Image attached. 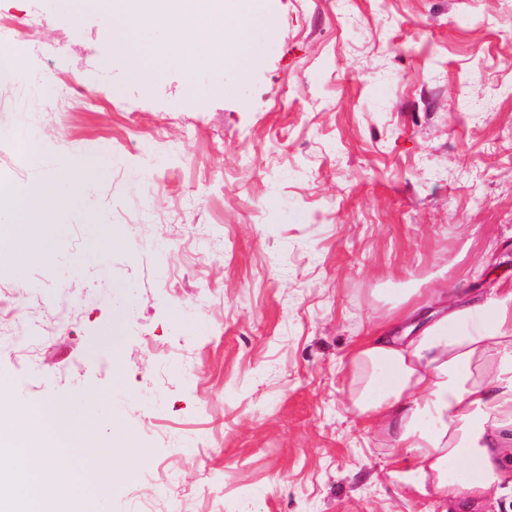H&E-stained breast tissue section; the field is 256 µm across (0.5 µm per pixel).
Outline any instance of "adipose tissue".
Returning <instances> with one entry per match:
<instances>
[{"label": "adipose tissue", "mask_w": 512, "mask_h": 512, "mask_svg": "<svg viewBox=\"0 0 512 512\" xmlns=\"http://www.w3.org/2000/svg\"><path fill=\"white\" fill-rule=\"evenodd\" d=\"M94 168L62 161L33 189L15 190L10 228L48 224L50 209L65 208L92 186ZM349 401L366 430L390 441L397 477L414 494L448 501L486 500L512 460V289L494 297L426 295L378 322L348 358ZM64 456L84 461L66 472L27 440L0 458L33 477L31 497L46 504V489L105 487V469L85 448Z\"/></svg>", "instance_id": "obj_1"}]
</instances>
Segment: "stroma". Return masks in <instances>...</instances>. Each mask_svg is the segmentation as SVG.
<instances>
[{
    "label": "stroma",
    "mask_w": 512,
    "mask_h": 512,
    "mask_svg": "<svg viewBox=\"0 0 512 512\" xmlns=\"http://www.w3.org/2000/svg\"><path fill=\"white\" fill-rule=\"evenodd\" d=\"M219 88L151 87L97 15L0 0L47 91L0 78V191L62 158L85 199L8 250L35 352L0 413L51 399L122 456L97 512H436L350 410L351 348L414 288L512 287V0H267ZM56 141L36 153L31 133Z\"/></svg>",
    "instance_id": "obj_1"
}]
</instances>
